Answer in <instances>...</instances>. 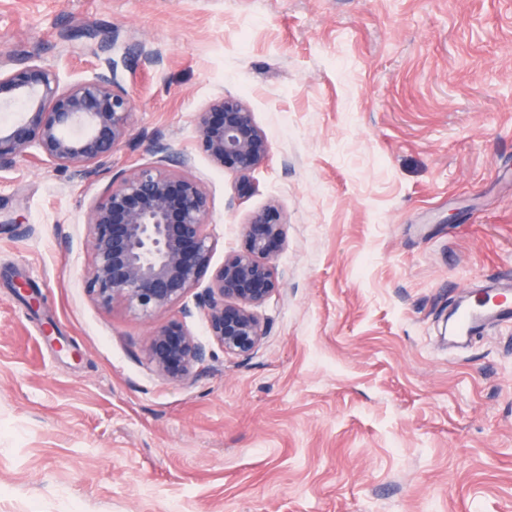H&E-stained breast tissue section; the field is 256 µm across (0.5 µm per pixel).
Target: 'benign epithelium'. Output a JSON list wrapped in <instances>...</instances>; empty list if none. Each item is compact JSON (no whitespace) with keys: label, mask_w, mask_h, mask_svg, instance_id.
I'll list each match as a JSON object with an SVG mask.
<instances>
[{"label":"benign epithelium","mask_w":512,"mask_h":512,"mask_svg":"<svg viewBox=\"0 0 512 512\" xmlns=\"http://www.w3.org/2000/svg\"><path fill=\"white\" fill-rule=\"evenodd\" d=\"M20 101V117L0 126V166L41 156L85 174L101 166L132 139L133 102L107 61L82 81L64 85L56 70L21 60L0 64V104ZM196 147L214 165L238 177V192L249 195L250 175L268 158L270 146L246 102L220 97L195 113ZM153 165L112 177L89 214L92 263L86 289L102 308L121 305L156 321L146 360L160 377L188 381L210 353L192 334L186 318L167 317L194 295L210 341L226 355L247 359L265 336L254 313L280 287L272 260L286 240V223L276 206L253 212L243 225L239 249L210 270L214 244L209 232L210 199L193 177L176 171L190 158L159 144ZM208 285L198 290L204 278Z\"/></svg>","instance_id":"1"}]
</instances>
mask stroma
I'll return each instance as SVG.
<instances>
[{
	"mask_svg": "<svg viewBox=\"0 0 512 512\" xmlns=\"http://www.w3.org/2000/svg\"><path fill=\"white\" fill-rule=\"evenodd\" d=\"M100 57L131 143L0 168V512H512V318L440 336L512 286V0H0L1 61ZM223 95L271 147L245 198L196 148ZM157 140L211 199L212 267L252 212L286 224L254 354L184 382L84 288L90 209Z\"/></svg>",
	"mask_w": 512,
	"mask_h": 512,
	"instance_id": "obj_1",
	"label": "stroma"
}]
</instances>
